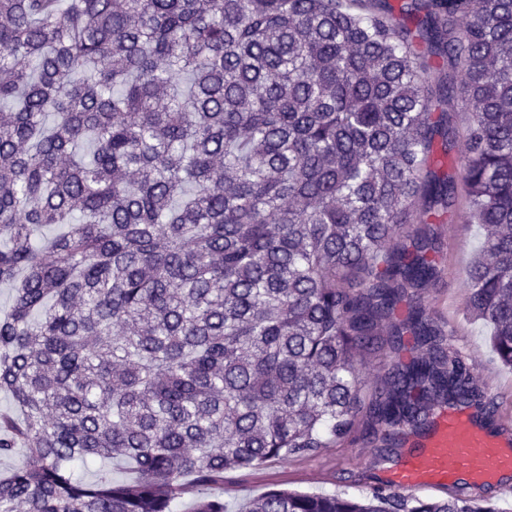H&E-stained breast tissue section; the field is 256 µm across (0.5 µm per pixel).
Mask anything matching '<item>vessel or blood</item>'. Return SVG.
I'll use <instances>...</instances> for the list:
<instances>
[{
  "label": "vessel or blood",
  "instance_id": "1",
  "mask_svg": "<svg viewBox=\"0 0 512 512\" xmlns=\"http://www.w3.org/2000/svg\"><path fill=\"white\" fill-rule=\"evenodd\" d=\"M512 474V426L478 428L463 412L441 413L423 449L409 455L390 479L406 494L459 483L493 486Z\"/></svg>",
  "mask_w": 512,
  "mask_h": 512
}]
</instances>
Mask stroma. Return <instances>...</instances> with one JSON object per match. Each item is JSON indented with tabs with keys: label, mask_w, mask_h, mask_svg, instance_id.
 <instances>
[{
	"label": "stroma",
	"mask_w": 512,
	"mask_h": 512,
	"mask_svg": "<svg viewBox=\"0 0 512 512\" xmlns=\"http://www.w3.org/2000/svg\"><path fill=\"white\" fill-rule=\"evenodd\" d=\"M435 231L441 242V274L425 289V302L444 330L454 332L455 348L467 358L474 377L495 403V420L512 423V370L502 367L494 356L488 327L472 320L466 309L467 270L485 231L452 216L444 217ZM396 467V461L357 431L341 447L326 448L311 457L225 474L224 502L228 512H237L243 502L274 488L360 497L387 480Z\"/></svg>",
	"instance_id": "1"
}]
</instances>
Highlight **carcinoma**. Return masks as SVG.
I'll use <instances>...</instances> for the list:
<instances>
[{
	"mask_svg": "<svg viewBox=\"0 0 512 512\" xmlns=\"http://www.w3.org/2000/svg\"><path fill=\"white\" fill-rule=\"evenodd\" d=\"M357 2L0 0V457L30 458L0 512H227L225 473L360 423L390 449L493 414L423 290L433 218L484 226L466 305L512 368V0ZM99 459L133 477H74ZM239 512L507 510L377 486ZM389 350L385 347L382 350H375L367 356L366 366L363 370L364 385L362 386L361 397L367 403L376 384L380 381L389 364Z\"/></svg>",
	"mask_w": 512,
	"mask_h": 512,
	"instance_id": "cac0c4a2",
	"label": "carcinoma"
}]
</instances>
